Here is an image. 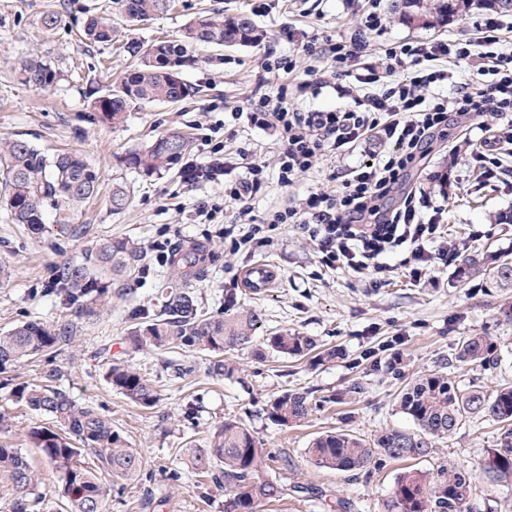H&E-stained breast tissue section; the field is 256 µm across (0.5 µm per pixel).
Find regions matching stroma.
Segmentation results:
<instances>
[{
	"label": "stroma",
	"mask_w": 512,
	"mask_h": 512,
	"mask_svg": "<svg viewBox=\"0 0 512 512\" xmlns=\"http://www.w3.org/2000/svg\"><path fill=\"white\" fill-rule=\"evenodd\" d=\"M265 12L253 10V0H178L177 8L163 17L140 25L137 37H178L197 13L251 14L267 39L258 48H227L220 52L201 49L196 64L183 73L200 94L180 105H147L130 112L123 126L101 122L88 108L79 87L80 79L100 85L116 80L129 60L121 40L84 46L77 33L88 12H108L117 30H125L120 15L112 14L111 0H0V141L19 137L48 152L75 151L84 155L101 175L97 196L77 215L78 233L48 235L38 239L9 222L0 210V265L9 270L0 280V331L37 319L49 323H73L77 332L53 357L25 363L0 374V412L9 420L6 436L21 448L41 473L49 468L28 440L30 427L46 424V416L16 402L13 387L25 383L50 384L68 391L78 402L91 403L111 419L112 426L137 449L145 462L138 480L114 487L110 512H221L222 486L199 483L194 472L182 469L179 480L170 473L176 455L187 441L208 445L213 428L225 416L240 418L275 462L264 470L287 490L277 512H335L345 501L346 512H380L403 465L389 462L367 471L339 472L312 466L305 449L319 432L349 430L373 438L385 429L410 430L413 421L396 406V396L406 373H453L459 386L476 383L492 391L512 385V288H500L486 277L462 280L458 267L468 246L512 253V142L499 141L496 153L502 175L486 180L470 158L477 128L451 127L448 139L436 145L423 165L405 176L407 188H423L444 209L440 236L429 243L430 251L451 244L453 259L433 260L422 279L409 274L404 250L386 254L385 262L396 270L384 283L346 268L321 266L313 242L299 224H277L267 230L264 246L235 249L224 229L235 209L224 203L222 184L192 181L171 170L146 177L128 168L125 152L172 128L194 138L193 163H202L208 139L222 141L231 179L247 175L240 155L263 162L268 187L252 199L256 215L302 204L318 188L326 187L329 173L361 161L360 152L320 162L290 187L277 181L276 158L280 144L271 131L233 119L232 109L244 106L256 93L273 95L280 87L294 85L308 64L302 46L308 36L350 35L357 15L347 0H267ZM401 0H382L387 16L384 33L369 36L367 55H382L385 45L448 38L461 43L476 40L480 15L497 8V0H477L470 9L449 14L432 26L406 24ZM60 13L61 23L51 35L42 34L38 22L44 11ZM46 52L72 76L60 89L44 91L21 85L15 64L27 52ZM297 62L294 72L266 71L267 54ZM109 69H101L100 59ZM348 79L338 71L323 75L318 94L296 99L305 110H341L349 98L339 94ZM122 182L131 190L129 206L112 213L107 200L112 185ZM214 207L211 222L196 223L198 206ZM133 237L145 247L148 260L135 278L112 289V295L88 317L46 293L44 285L54 267L100 236ZM200 259L201 276L191 282L205 311L221 308L227 292L237 294L240 305L261 310L264 324L257 338L288 329L312 336L323 344L336 345L341 358L317 364L294 361L266 353L259 358L253 349L234 351L238 367L230 378L209 372L208 356L187 350L155 353L133 351L125 342L132 327V305L148 299L158 289L181 285L182 254ZM273 264L277 280L266 291H242L240 275L252 263ZM492 337L499 348L495 369L484 370L451 359L456 343L464 336ZM122 361L154 380L162 391L151 409L130 403L112 390L104 378L109 363ZM187 367L184 375L176 366ZM307 391L318 404L303 425L279 426L265 414L268 401L287 389ZM195 418H182L185 407ZM493 423L472 419L452 436L436 441L431 457L417 460L423 470L445 459L470 470L475 476L473 501L477 512H512V483L491 484L482 468L495 446Z\"/></svg>",
	"instance_id": "obj_1"
}]
</instances>
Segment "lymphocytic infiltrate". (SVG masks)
<instances>
[{
    "label": "lymphocytic infiltrate",
    "instance_id": "f902f5d3",
    "mask_svg": "<svg viewBox=\"0 0 512 512\" xmlns=\"http://www.w3.org/2000/svg\"><path fill=\"white\" fill-rule=\"evenodd\" d=\"M502 27L498 13L484 15L480 29L488 39L477 53L459 42L434 39L392 45L367 64L362 61L361 39L330 38L321 46L308 40L303 46L308 55L323 53L335 69L351 77V85L340 92L352 99V106L304 111L289 106V92L282 89L273 97L249 98L246 119L254 127L278 133L281 186H291L319 161L359 147L366 160L345 170L340 191H312L302 207L276 210L262 218L249 201L264 188L266 167L248 162L245 180L224 184L225 200L238 206L236 246L263 243L265 225L300 224L326 267L368 272L379 283L389 277V266L379 260L387 251L404 248L416 279L432 259H446L448 248L435 255L426 248L443 219L442 208L427 194L408 191L387 209L381 203L400 187L408 169L422 163L435 141L447 139L450 116L494 121L512 140V52L495 47V34ZM448 59L476 68L484 78L481 87L460 88L451 98L430 95L431 85L451 80V73L441 66ZM363 84L376 85V92L360 94Z\"/></svg>",
    "mask_w": 512,
    "mask_h": 512
}]
</instances>
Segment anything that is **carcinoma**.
<instances>
[{"instance_id":"1","label":"carcinoma","mask_w":512,"mask_h":512,"mask_svg":"<svg viewBox=\"0 0 512 512\" xmlns=\"http://www.w3.org/2000/svg\"><path fill=\"white\" fill-rule=\"evenodd\" d=\"M466 0H403L402 18L410 25H431L458 11ZM114 9L136 26L170 12L175 0H112ZM112 22L104 15L87 19L80 37L93 45L112 41ZM264 33L244 12L227 16L199 14L184 27L177 39L151 40L131 36L124 48L132 69L104 89L86 83L85 99L99 118L112 125L126 121L135 105H176L191 97L194 89L180 78V70L195 61L200 45L256 47ZM18 81L28 87L55 89L67 81L57 60L31 52L17 63ZM192 151V141L183 132L168 131L149 146L135 148L125 162L142 175L152 177L182 163ZM98 172L79 154H49L25 139L15 138L0 148V208L13 224L33 235L68 236L80 207L98 190ZM122 183L112 185L109 204L122 212L129 203ZM146 259L141 244L131 238L100 237L79 253L55 266L50 291L81 312H94L112 290L133 278ZM487 276L512 287V258L507 254L467 255L461 275ZM134 326L125 337L134 351L155 352L186 349L211 357L209 371L215 376H232L237 366L228 354L253 346L255 332L265 321L261 311L244 308L236 297L224 298V307L207 313L189 288L161 289L134 310ZM71 323L48 324L25 321L0 334V374L32 361L71 342ZM267 349L284 358L331 361L341 350L318 351V342L300 332L282 330L263 339ZM455 360L476 367L497 364V345L488 337L473 334L456 346ZM105 379L112 389L146 409L158 404L160 390L137 368L124 362L110 363ZM17 401L47 415L53 427H33L29 440L58 479V496L66 512H109L114 481L131 482L142 471L140 453L125 444L112 421L92 403H78L70 394L52 385H21L13 390ZM397 407L410 417L417 429H386L372 441L344 431H325L315 436L306 455L315 467L349 472L381 465L387 461L421 459L434 452L435 441L454 434L467 420L478 417L498 425L497 448L483 468L491 482L512 481V387L487 393L471 384L462 388L450 374L435 372L409 379L397 394ZM313 411L309 394L287 389L267 404V418L281 426L305 423ZM179 459L193 472L224 485L222 512H264L277 502L285 489L264 476L268 449L239 418L229 415L214 428L209 446L189 444ZM12 490V512H40L45 498L39 492L40 473L22 449L0 439V480ZM474 475L441 459L428 470H406L397 477L382 512H474Z\"/></svg>"}]
</instances>
